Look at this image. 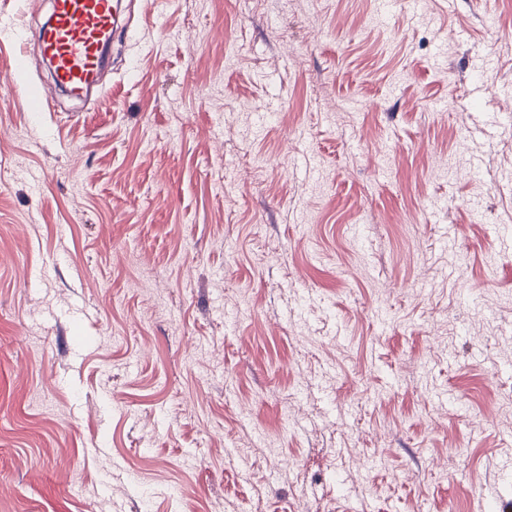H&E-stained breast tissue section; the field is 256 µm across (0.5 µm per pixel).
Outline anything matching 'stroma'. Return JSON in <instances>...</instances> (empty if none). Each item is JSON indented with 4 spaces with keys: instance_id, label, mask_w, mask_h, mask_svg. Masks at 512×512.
Returning a JSON list of instances; mask_svg holds the SVG:
<instances>
[{
    "instance_id": "35a3bbf8",
    "label": "stroma",
    "mask_w": 512,
    "mask_h": 512,
    "mask_svg": "<svg viewBox=\"0 0 512 512\" xmlns=\"http://www.w3.org/2000/svg\"><path fill=\"white\" fill-rule=\"evenodd\" d=\"M91 101L0 44V512L512 501V0H132Z\"/></svg>"
}]
</instances>
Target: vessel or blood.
<instances>
[{
    "label": "vessel or blood",
    "instance_id": "1",
    "mask_svg": "<svg viewBox=\"0 0 512 512\" xmlns=\"http://www.w3.org/2000/svg\"><path fill=\"white\" fill-rule=\"evenodd\" d=\"M120 29L115 0H52L48 20L32 38L51 66L55 87L81 97L95 85L103 49Z\"/></svg>",
    "mask_w": 512,
    "mask_h": 512
}]
</instances>
